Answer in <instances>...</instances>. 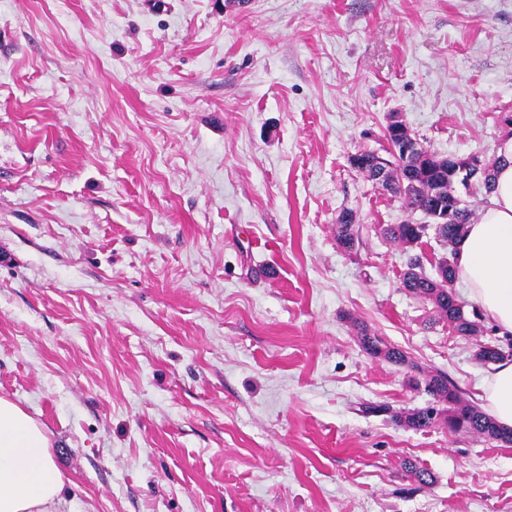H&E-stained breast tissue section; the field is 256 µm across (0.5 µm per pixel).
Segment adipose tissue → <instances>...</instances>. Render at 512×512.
I'll list each match as a JSON object with an SVG mask.
<instances>
[{
  "instance_id": "ef3b65f1",
  "label": "adipose tissue",
  "mask_w": 512,
  "mask_h": 512,
  "mask_svg": "<svg viewBox=\"0 0 512 512\" xmlns=\"http://www.w3.org/2000/svg\"><path fill=\"white\" fill-rule=\"evenodd\" d=\"M489 205L457 245V271L501 336L512 337V137L501 144ZM482 400L512 429V361L494 364ZM66 477L47 430L14 401L0 397V512H57Z\"/></svg>"
}]
</instances>
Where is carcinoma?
<instances>
[{
  "mask_svg": "<svg viewBox=\"0 0 512 512\" xmlns=\"http://www.w3.org/2000/svg\"><path fill=\"white\" fill-rule=\"evenodd\" d=\"M387 162L391 165L392 183L384 184L382 188L401 198L410 211L421 212L429 223L414 224L408 221L392 224L384 231L386 237L402 245H412L432 229L437 238L448 244V247H453L455 241L465 234L468 224L476 219L475 209L462 200L451 217L446 219L438 212L440 199L444 197L450 202L451 194L455 193V185L450 177L453 160L438 166L425 155L414 164L407 165L403 158L392 153ZM498 163V158L483 163L475 189L490 193L492 175ZM351 216V211L343 210L336 221L337 241L347 252L353 251L357 243ZM402 287L412 296L431 304L434 320L446 321L459 335L475 339V357L482 364L512 358V344L502 346L479 340L487 328L478 309H466V304L457 298L452 289L443 287L436 277L427 275L419 256L409 259ZM357 335L367 353L391 363L406 364V356L400 349L384 344L370 333L367 326L357 325ZM411 382L417 386L424 385V391L432 398V403L407 413L394 414L392 420L396 425L416 431L443 426L452 434L477 436L489 443L512 444V430L502 429L476 405L467 401L456 384L448 378V374L430 372L420 380L411 379Z\"/></svg>",
  "mask_w": 512,
  "mask_h": 512,
  "instance_id": "1",
  "label": "carcinoma"
}]
</instances>
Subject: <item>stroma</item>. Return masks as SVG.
Segmentation results:
<instances>
[{"label": "stroma", "mask_w": 512, "mask_h": 512, "mask_svg": "<svg viewBox=\"0 0 512 512\" xmlns=\"http://www.w3.org/2000/svg\"><path fill=\"white\" fill-rule=\"evenodd\" d=\"M504 113L512 0H0V396L60 512H512V444L391 419L488 368L400 286L447 245L349 163L394 118L491 159ZM349 217H352V212L349 210H343L339 213L336 221L337 241L345 251L352 252L356 247L357 238ZM356 327L361 346L367 353L373 356L382 357L391 363L399 365L407 363L406 356L400 349L387 346L380 338L371 335L367 326L357 324Z\"/></svg>", "instance_id": "1"}]
</instances>
